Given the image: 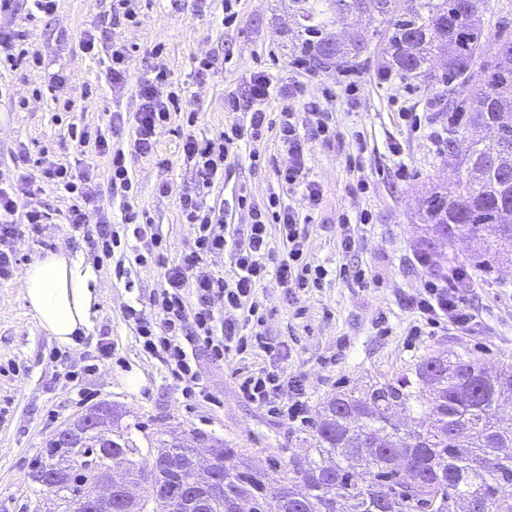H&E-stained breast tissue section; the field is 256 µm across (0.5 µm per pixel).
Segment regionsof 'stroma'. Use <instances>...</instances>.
<instances>
[{
	"instance_id": "obj_1",
	"label": "stroma",
	"mask_w": 512,
	"mask_h": 512,
	"mask_svg": "<svg viewBox=\"0 0 512 512\" xmlns=\"http://www.w3.org/2000/svg\"><path fill=\"white\" fill-rule=\"evenodd\" d=\"M138 5L135 25L114 21L109 0H59L55 14L40 22L28 21L22 10L0 14V28L27 29L28 48L41 57L36 67L0 70V171L35 174V167L18 162L22 152L34 159L76 161L68 125L94 127L107 123L111 113L135 111L141 80L153 67L163 68L170 82L185 87L187 101L158 135L155 157L132 160L131 168L136 203L167 241L173 260L190 235L179 211L182 195L198 192L228 204L244 187L255 202L274 193L290 207L305 208L301 191L278 184L268 165L252 164L246 144L231 159L222 184L199 187L182 153L187 120H194L201 137L220 133L229 120L245 122L244 113L225 111L224 97L243 93L246 77L254 72L268 75L276 86L300 83L307 99L320 97L344 76L356 93L339 96L331 107L338 139L311 144L309 176L320 183L323 200L311 223L300 227L311 261L324 265L329 275L322 287L305 291L279 287L272 278L257 286L254 299L274 353L247 350L221 366L200 355L201 375L217 401L190 406L181 384L161 361L142 352L124 318L126 306L148 307L164 285L163 268L130 263L126 276H117L122 251L109 260L97 257L65 220L68 196L44 186L34 203L52 220L40 233H24L15 242L17 269L0 279V512H56L52 493L31 478L34 464L50 435L93 406L111 405L119 427L130 428L135 438L193 429L224 439L264 467L308 448L300 440L302 424L271 415L240 394V381L261 368L301 380L314 419L337 391H362L372 380L399 376L431 353L468 354L491 372L512 364V242L498 244L500 256L489 268L481 266L478 251L465 239L438 246L427 265L412 260L429 237L419 211L422 198L434 188H453L457 180L455 163L436 137L448 125V103L440 86L396 73L382 79L389 57L384 39L376 35L379 19L363 20L369 49L344 75L333 66L302 63L288 39L296 26L289 0H241L239 17L229 27L221 22L220 0L204 6L198 0H181L176 7L170 0H139ZM93 29L106 40L133 46L124 87L111 85L106 55L81 49L85 32ZM209 55L223 58V65L197 77L198 60ZM54 72L69 78L59 94L47 88ZM407 112L420 117V128L404 120ZM364 211L368 223H357ZM342 212L353 216V223L338 224ZM347 233L355 246L346 252L341 241ZM61 247L93 266L100 296L92 329L69 347L59 346L37 324L24 299L27 266ZM452 253L473 274L460 295L479 317L478 331L439 329L409 336L411 296L432 273L447 275ZM360 269L368 272L363 286L354 279ZM105 342L111 343L112 355L101 360L97 354ZM69 371L74 380H66Z\"/></svg>"
}]
</instances>
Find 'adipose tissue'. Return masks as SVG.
Masks as SVG:
<instances>
[{
	"mask_svg": "<svg viewBox=\"0 0 512 512\" xmlns=\"http://www.w3.org/2000/svg\"><path fill=\"white\" fill-rule=\"evenodd\" d=\"M24 284L33 317L58 344H72L90 330L99 292L95 271L81 256L46 252L28 266Z\"/></svg>",
	"mask_w": 512,
	"mask_h": 512,
	"instance_id": "1",
	"label": "adipose tissue"
}]
</instances>
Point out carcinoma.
Returning <instances> with one entry per match:
<instances>
[{
	"mask_svg": "<svg viewBox=\"0 0 512 512\" xmlns=\"http://www.w3.org/2000/svg\"><path fill=\"white\" fill-rule=\"evenodd\" d=\"M300 18L296 48L304 58L339 67L358 58L367 43L357 32L333 39V28L350 17L377 15L386 25L389 64L408 78L457 86L448 114L444 148L467 143L460 165L466 176L454 194L432 191L423 200L424 221L432 237L452 242L466 235L480 247L483 266L491 264L492 240L512 239V125L498 136L487 131L498 115L512 112V36L502 23L489 49L494 59L473 66L486 45L481 25L487 0H474L469 14L455 0H291ZM445 58L441 76L430 59ZM512 405V365L491 374L476 358L430 355L406 373L377 381L363 393L340 391L322 406L320 419L305 441L311 453L302 467L290 460L282 469L261 470L224 442L219 449L224 496L207 512H225L224 497L248 505L246 512H452L450 502H475L474 512H512V423L498 418ZM93 435H75L65 444L50 436L32 478L64 501L62 512H83L81 500L119 456L138 483L148 464L129 432L114 428V411ZM420 410L414 428L401 429L395 413ZM155 452L172 467L144 487L153 502L149 512H167L166 491L173 482L192 483L193 440L154 442ZM407 462L414 483L406 488L394 465Z\"/></svg>",
	"mask_w": 512,
	"mask_h": 512,
	"instance_id": "carcinoma-1",
	"label": "carcinoma"
}]
</instances>
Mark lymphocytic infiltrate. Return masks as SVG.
Here are the masks:
<instances>
[{"label": "lymphocytic infiltrate", "mask_w": 512, "mask_h": 512, "mask_svg": "<svg viewBox=\"0 0 512 512\" xmlns=\"http://www.w3.org/2000/svg\"><path fill=\"white\" fill-rule=\"evenodd\" d=\"M167 74L155 70L153 77L140 83L139 105L135 112L112 113L109 134L70 127L69 136L78 148H94L110 161V175L106 187H99L94 175L87 169H76L70 164L48 161L41 165L38 177L26 178L27 195H35L41 183L51 182L72 195L74 202L67 221L92 249L112 254L121 242L131 244L136 264L163 263L164 286L150 300L149 310L127 306L125 318L132 324L143 351L160 358L168 371L183 385L189 398L214 402V395L203 383L199 370L200 354H207L212 362L220 363L230 355L247 347L268 352L273 348L263 329L264 319L250 300L258 284L267 276H274L284 288H318L328 275L327 269L309 261L305 236L300 232L302 217L296 209L283 204L277 195H269L264 205H256L248 192H240L235 208L247 211L250 224L246 237H238L235 229L224 220L223 207L208 203L203 196L185 195L180 209L190 229V240L176 262L164 260L165 247L153 226L144 222L143 215L133 206L135 182L127 165V157L153 156L157 135L171 119L172 109L178 108L180 95L168 89ZM301 91L298 84L274 89L270 79L257 72L247 83L246 98L228 93L224 109L237 112L248 109L247 124L231 122L219 135L197 137L194 131L182 135V151L192 163L196 177L204 187L223 181L238 141L251 138L261 141L271 125L267 105L271 97L285 99L280 113L278 139L290 162L287 167L275 168L278 182L301 188L307 210H315L323 199L321 187L309 177L307 167L308 145L315 140L330 141L336 134L330 125L332 114L328 108L336 94L326 91L319 100L307 101L303 111L290 104ZM127 131L125 146H113L111 137ZM121 195L123 231H115L109 215H102L95 224L88 223L87 205L102 202L104 196ZM44 220L42 210L27 207L10 187L0 186V278L10 277L17 265L13 243L22 225L38 228ZM278 225L287 245L285 255H276L269 243V225ZM230 251L234 273L230 277L216 275L209 267L210 256ZM421 323L437 329L452 327L460 331L474 330L478 323L475 314L464 305L447 280L426 279L412 301ZM247 309L249 334H240L234 324L225 322L227 310ZM239 390L251 404L265 407L283 419L295 422L306 418L309 402L299 381L282 380L272 371H260L245 378Z\"/></svg>", "instance_id": "lymphocytic-infiltrate-1"}]
</instances>
